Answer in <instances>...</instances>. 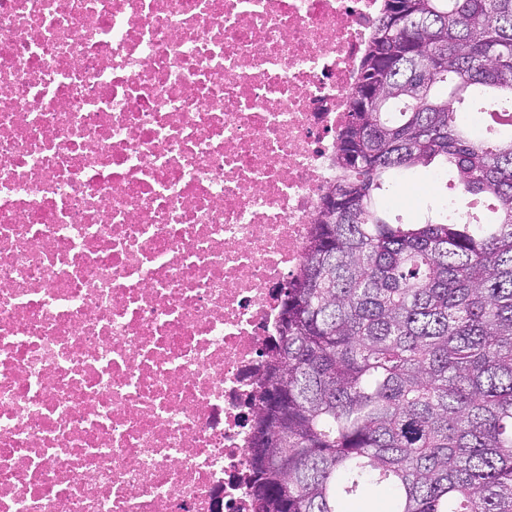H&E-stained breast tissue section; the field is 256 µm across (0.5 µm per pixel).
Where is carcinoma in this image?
<instances>
[{
    "instance_id": "obj_1",
    "label": "carcinoma",
    "mask_w": 512,
    "mask_h": 512,
    "mask_svg": "<svg viewBox=\"0 0 512 512\" xmlns=\"http://www.w3.org/2000/svg\"><path fill=\"white\" fill-rule=\"evenodd\" d=\"M381 2L257 391L254 512H512V0ZM437 158L481 198L392 215Z\"/></svg>"
}]
</instances>
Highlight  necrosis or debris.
<instances>
[{"label":"necrosis or debris","instance_id":"4bbe7bcc","mask_svg":"<svg viewBox=\"0 0 512 512\" xmlns=\"http://www.w3.org/2000/svg\"><path fill=\"white\" fill-rule=\"evenodd\" d=\"M378 0H0V512H253L251 413Z\"/></svg>","mask_w":512,"mask_h":512}]
</instances>
